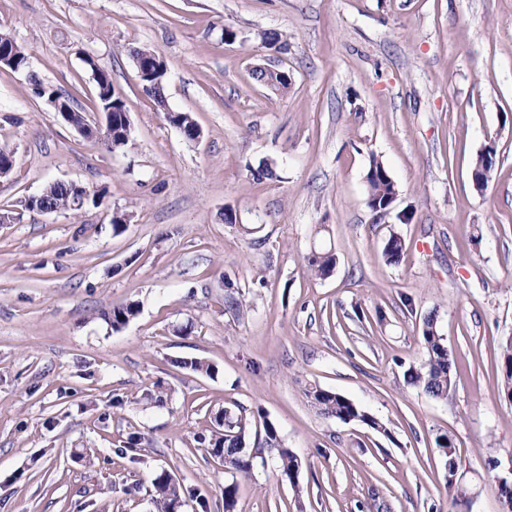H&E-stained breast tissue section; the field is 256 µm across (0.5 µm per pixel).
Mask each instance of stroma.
<instances>
[{
  "label": "stroma",
  "mask_w": 512,
  "mask_h": 512,
  "mask_svg": "<svg viewBox=\"0 0 512 512\" xmlns=\"http://www.w3.org/2000/svg\"><path fill=\"white\" fill-rule=\"evenodd\" d=\"M269 31L280 53L262 43ZM1 32L30 70L0 68V143L14 153L0 211L52 181L104 202L0 224V512H156L162 473L184 487L182 512H224L233 482L234 512H506L512 0H0ZM138 49L165 61L166 107L143 90ZM89 56L129 113L113 151L31 83L102 121ZM256 64L287 69L288 94L257 84ZM168 108L191 113L198 141ZM374 158L397 185L382 217L367 205ZM264 164L273 177L253 181ZM393 234L406 244L396 264L383 256ZM325 249L337 262L318 277L307 258ZM131 301L139 313L112 330L103 312ZM428 317L458 367L444 399L405 378L426 358ZM312 385L387 433L323 414ZM226 410L245 419L248 471L199 442ZM268 421L301 462L295 482L279 474ZM131 431L142 445L116 456ZM445 436L464 462L462 502ZM78 448L99 449L96 464Z\"/></svg>",
  "instance_id": "stroma-1"
}]
</instances>
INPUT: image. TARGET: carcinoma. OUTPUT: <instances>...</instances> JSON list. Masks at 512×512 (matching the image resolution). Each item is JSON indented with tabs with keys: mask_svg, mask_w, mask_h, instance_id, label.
I'll return each instance as SVG.
<instances>
[{
	"mask_svg": "<svg viewBox=\"0 0 512 512\" xmlns=\"http://www.w3.org/2000/svg\"><path fill=\"white\" fill-rule=\"evenodd\" d=\"M97 93V105L104 109L114 105L116 110L124 107V102L116 98L111 102L103 100L104 88L112 89V76L108 72L99 73L95 79ZM366 182L372 188L371 199L367 200L371 210L382 209L396 197L397 190L393 179L382 162L372 159L366 174ZM43 205L54 211H69L74 214L80 213V209L73 206L71 193L68 185L58 183L51 189L49 195L43 200ZM405 252V243L397 235H391L384 247V256L390 264H397L401 261ZM310 270L319 275L330 272L336 263L335 254L332 251L315 252L307 259ZM138 313V304L130 302L124 305L115 306L104 313L112 329L118 330ZM422 337L426 349V359L418 367H411L406 371L407 381L422 388L429 396L435 399H446L451 391L453 381V368L455 362L452 359L445 339L438 334L434 319L430 318L425 322ZM504 373L503 392L512 398V337L508 338L503 346ZM175 364L192 372H203L210 375L214 367L196 358H182L175 361ZM306 396L312 399L322 413L335 417L341 421L359 420L366 423L377 432L385 433L387 429L382 421L362 411L351 400L343 395L323 389L317 385L306 390ZM266 443L271 447L278 448L280 458L281 476L289 482H295L300 469V463L295 455L288 450L279 447L277 429L273 423L264 424ZM200 441L207 442L209 454L221 459L222 464L227 468L238 471H247L250 467V457L246 452L245 422L237 418L231 425L213 434L210 439L200 438ZM154 504L157 512H175L183 506L181 487L170 475L164 474L153 480Z\"/></svg>",
	"mask_w": 512,
	"mask_h": 512,
	"instance_id": "obj_1",
	"label": "carcinoma"
}]
</instances>
